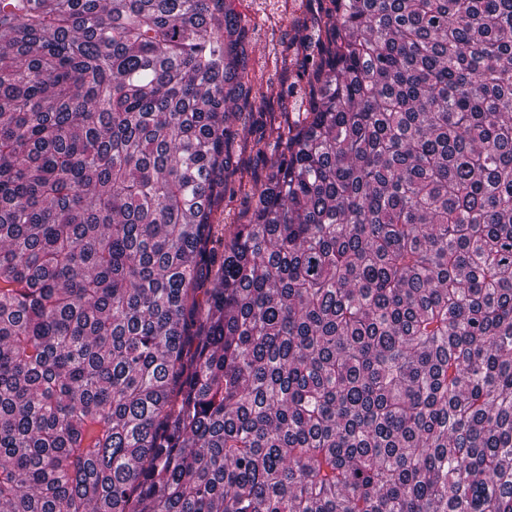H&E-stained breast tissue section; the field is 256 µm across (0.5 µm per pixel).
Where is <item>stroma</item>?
I'll return each instance as SVG.
<instances>
[{"label":"stroma","mask_w":512,"mask_h":512,"mask_svg":"<svg viewBox=\"0 0 512 512\" xmlns=\"http://www.w3.org/2000/svg\"><path fill=\"white\" fill-rule=\"evenodd\" d=\"M328 0H231L244 28L247 85L239 101L241 139L233 150L237 168L262 175L273 141V122H285L298 103L288 93L304 84L310 58L302 51L307 35L323 29Z\"/></svg>","instance_id":"35a3bbf8"}]
</instances>
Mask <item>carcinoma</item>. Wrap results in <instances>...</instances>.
Instances as JSON below:
<instances>
[{
    "label": "carcinoma",
    "instance_id": "carcinoma-1",
    "mask_svg": "<svg viewBox=\"0 0 512 512\" xmlns=\"http://www.w3.org/2000/svg\"><path fill=\"white\" fill-rule=\"evenodd\" d=\"M331 5L223 238L228 0H0L7 512H512V0Z\"/></svg>",
    "mask_w": 512,
    "mask_h": 512
}]
</instances>
